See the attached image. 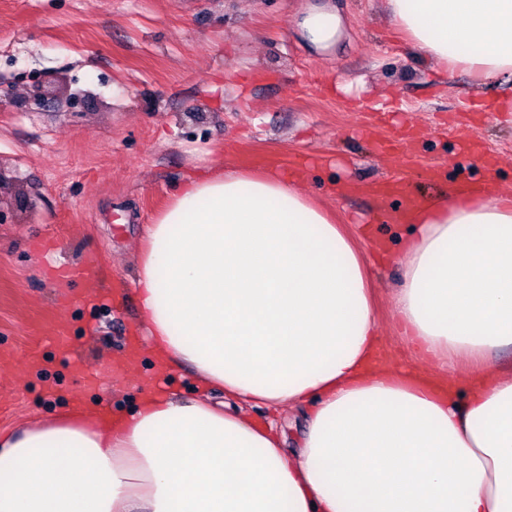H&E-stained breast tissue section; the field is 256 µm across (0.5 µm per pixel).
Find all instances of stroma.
Masks as SVG:
<instances>
[{"mask_svg": "<svg viewBox=\"0 0 512 512\" xmlns=\"http://www.w3.org/2000/svg\"><path fill=\"white\" fill-rule=\"evenodd\" d=\"M311 8L343 21L328 48L301 34ZM41 79L83 107L32 104ZM510 93L437 74L384 0H0V425L93 397L109 413L150 389L135 284L146 227L188 172L238 168L244 154L306 158L301 190L350 232L368 224L386 240L387 255L360 242L382 351L432 370L390 305L401 197L465 183L512 196V112L492 109ZM404 130L412 156L377 151ZM467 140L493 168L463 152ZM386 179L403 194L363 193ZM91 259L97 277L60 276Z\"/></svg>", "mask_w": 512, "mask_h": 512, "instance_id": "obj_1", "label": "stroma"}]
</instances>
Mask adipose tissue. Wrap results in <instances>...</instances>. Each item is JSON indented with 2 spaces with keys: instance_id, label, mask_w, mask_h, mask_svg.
Here are the masks:
<instances>
[{
  "instance_id": "adipose-tissue-1",
  "label": "adipose tissue",
  "mask_w": 512,
  "mask_h": 512,
  "mask_svg": "<svg viewBox=\"0 0 512 512\" xmlns=\"http://www.w3.org/2000/svg\"><path fill=\"white\" fill-rule=\"evenodd\" d=\"M436 72L512 78V0H386ZM394 316L439 389L378 363L367 260L278 165L184 176L137 268L146 393L0 429V512H512V198L428 197L403 215ZM467 372H460V364ZM309 403L301 448L276 413Z\"/></svg>"
}]
</instances>
